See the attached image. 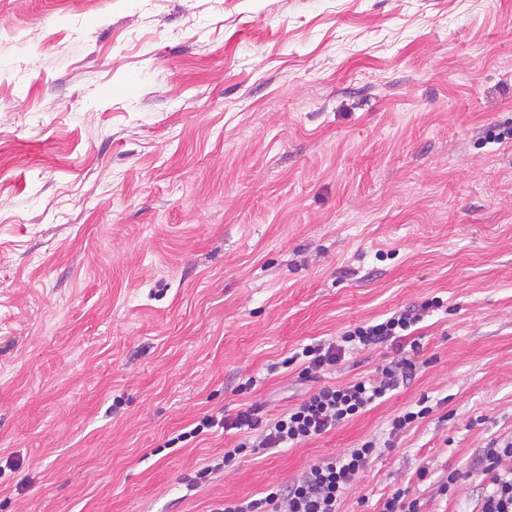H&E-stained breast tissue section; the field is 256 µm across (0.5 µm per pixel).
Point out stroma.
<instances>
[{
  "instance_id": "obj_1",
  "label": "stroma",
  "mask_w": 512,
  "mask_h": 512,
  "mask_svg": "<svg viewBox=\"0 0 512 512\" xmlns=\"http://www.w3.org/2000/svg\"><path fill=\"white\" fill-rule=\"evenodd\" d=\"M503 130L512 0H0V512H214L423 395L339 512L406 484L476 512L474 460L512 437ZM434 296L425 366L336 431L226 468L236 431L167 447L278 415L313 384L268 365Z\"/></svg>"
}]
</instances>
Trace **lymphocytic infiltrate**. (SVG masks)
<instances>
[{"label":"lymphocytic infiltrate","mask_w":512,"mask_h":512,"mask_svg":"<svg viewBox=\"0 0 512 512\" xmlns=\"http://www.w3.org/2000/svg\"><path fill=\"white\" fill-rule=\"evenodd\" d=\"M440 298L393 312L379 321L347 327L338 336L299 347L284 359L283 367L298 366L299 378L314 380L332 370L347 353L399 343L396 357L379 366L374 375L344 385H324L307 394L277 417L264 416L253 404L231 418L207 415L190 432L178 434L185 442L204 431L221 427L247 431L248 436L225 450L223 466L237 458L272 448H299L367 412L393 392L409 384L417 371L416 357L423 345L416 327L428 313L441 309ZM434 411L429 396L395 414L385 442L365 440L357 447L310 465L291 483L270 487L260 498L225 501L221 512H338L345 490L378 455L380 447H393L395 438ZM476 467L485 484L478 512H512V439H492L482 449Z\"/></svg>","instance_id":"f902f5d3"}]
</instances>
